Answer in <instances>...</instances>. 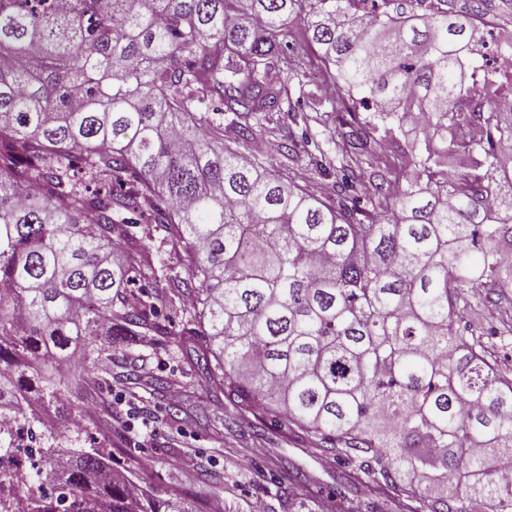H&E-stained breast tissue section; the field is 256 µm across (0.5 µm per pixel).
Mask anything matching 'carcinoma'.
Returning a JSON list of instances; mask_svg holds the SVG:
<instances>
[{"label":"carcinoma","instance_id":"carcinoma-1","mask_svg":"<svg viewBox=\"0 0 512 512\" xmlns=\"http://www.w3.org/2000/svg\"><path fill=\"white\" fill-rule=\"evenodd\" d=\"M478 19L448 0H0V411H58L78 344L166 336L187 296L234 406L284 409L397 512H512V380L459 326L464 291L512 288V112L481 107L512 99V73ZM292 21L343 87L331 112L370 113L336 177L369 178L370 211L245 154L251 122L311 98ZM284 149L321 151L306 132ZM135 214L183 272L112 259ZM145 275L156 292H127ZM42 456L0 512H193L131 493L97 448Z\"/></svg>","mask_w":512,"mask_h":512}]
</instances>
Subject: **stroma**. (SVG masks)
<instances>
[{"label": "stroma", "mask_w": 512, "mask_h": 512, "mask_svg": "<svg viewBox=\"0 0 512 512\" xmlns=\"http://www.w3.org/2000/svg\"><path fill=\"white\" fill-rule=\"evenodd\" d=\"M313 107L299 112H278L255 127L253 142L282 144L300 139L302 132L317 134L326 143ZM335 154L282 161L281 174L299 185L314 189L323 200H336ZM489 303L469 312L467 327L484 337L487 349L502 371L512 376V340L506 338L505 320L512 315V289L491 288ZM187 302L168 308L170 333L153 337L142 345L139 337L116 347L111 360L87 369L85 362L69 363L71 374H86L91 384L71 387L60 414L33 423L37 436L67 437L68 447L87 450L101 444L112 453L114 466L129 471L141 489L158 495L177 496L194 512H210L213 499L224 501V512H246L253 498L265 501L267 512H337L334 492L343 489L356 512L367 502H376L379 512H393L390 501L376 497L364 485L346 484L345 470L332 451L317 448L301 431L264 410L237 412L223 392L208 385L197 365L195 353L181 339ZM141 375L145 386L138 392L142 404H129L120 413L112 411L113 395L130 390V377ZM178 401H171V391ZM155 412L154 435L147 447L130 442L128 428L138 424L142 409ZM262 455H253V448ZM199 455L196 470L184 469L186 452ZM301 471L309 480L301 497L288 494L287 486L265 483L266 472Z\"/></svg>", "instance_id": "1"}]
</instances>
